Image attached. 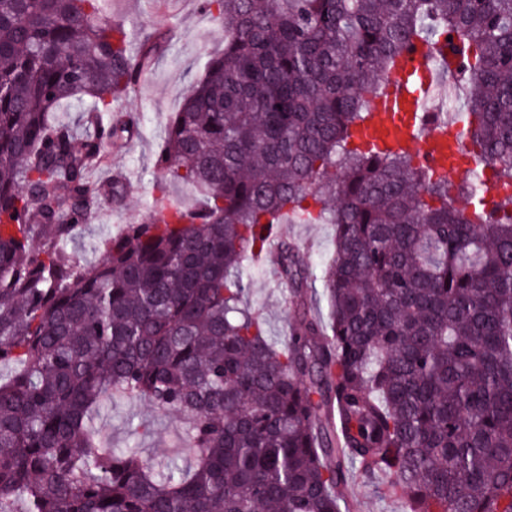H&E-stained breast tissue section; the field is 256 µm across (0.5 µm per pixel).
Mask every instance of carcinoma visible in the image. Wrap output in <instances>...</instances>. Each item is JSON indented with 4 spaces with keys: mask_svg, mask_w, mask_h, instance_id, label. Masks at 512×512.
I'll list each match as a JSON object with an SVG mask.
<instances>
[{
    "mask_svg": "<svg viewBox=\"0 0 512 512\" xmlns=\"http://www.w3.org/2000/svg\"><path fill=\"white\" fill-rule=\"evenodd\" d=\"M105 3L0 0V512H352L379 476L404 512H512V191L486 200L512 188V0H203L224 52L155 168L160 197L204 203L87 264L68 245L104 194L92 167L134 134L121 105L155 54ZM419 41L454 67L428 100L471 143L456 185L354 142ZM284 223L335 244L312 268L277 243L280 343L249 266ZM131 398L188 419L192 463L104 445L93 418Z\"/></svg>",
    "mask_w": 512,
    "mask_h": 512,
    "instance_id": "cac0c4a2",
    "label": "carcinoma"
}]
</instances>
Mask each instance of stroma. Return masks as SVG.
<instances>
[{"mask_svg": "<svg viewBox=\"0 0 512 512\" xmlns=\"http://www.w3.org/2000/svg\"><path fill=\"white\" fill-rule=\"evenodd\" d=\"M113 21L134 33L135 42L166 36L155 65L139 82L126 103L138 122L137 133L119 153H109L106 165L95 170L96 178H110L114 169L125 170L130 189L121 204L105 201L92 219L78 231L70 251L79 260L100 259L105 239L125 225L143 221L156 211L153 185L154 160L165 127L177 112L183 97L205 67L209 55L224 46L223 31L200 6V0H107ZM281 233L299 243L308 263L319 266L334 249V230L328 224H285ZM249 302L268 321L272 335L287 338L293 310L274 266L257 265L251 272ZM145 421L149 430L141 440L145 458L154 462L185 454L186 420L178 413H160L144 401H123L106 408L98 422L102 436L113 446H125L128 417Z\"/></svg>", "mask_w": 512, "mask_h": 512, "instance_id": "35a3bbf8", "label": "stroma"}]
</instances>
